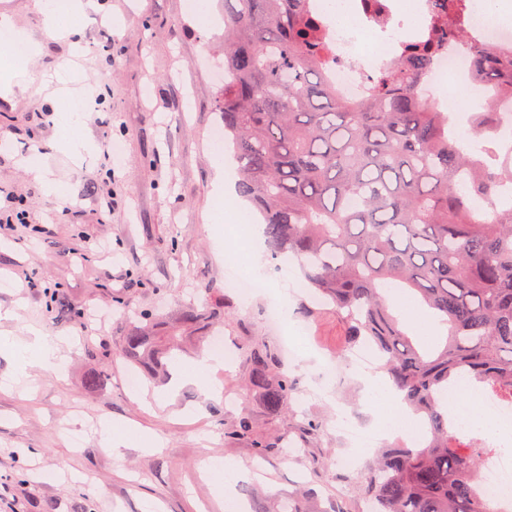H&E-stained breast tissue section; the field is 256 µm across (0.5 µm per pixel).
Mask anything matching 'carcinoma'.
I'll use <instances>...</instances> for the list:
<instances>
[{
	"mask_svg": "<svg viewBox=\"0 0 512 512\" xmlns=\"http://www.w3.org/2000/svg\"><path fill=\"white\" fill-rule=\"evenodd\" d=\"M458 0H430L434 14ZM434 51L408 48L349 102L327 78L330 41L310 0H224V142L238 188L264 219L271 258L296 260L308 291L301 313L327 309L348 326V344L372 346L430 438L386 448L358 491L375 512H490L479 472L494 452L448 432V388L475 379L512 401V206L494 202L512 180V143L496 170L448 134V113L418 92ZM473 81L512 94V56L471 49ZM498 102L474 115L493 142ZM395 293L418 297L446 328L422 351L393 315ZM214 309L186 310L163 332L128 326L120 354L157 378L181 348V328L202 331ZM247 384L267 413L288 408L294 381L277 350L247 358Z\"/></svg>",
	"mask_w": 512,
	"mask_h": 512,
	"instance_id": "1",
	"label": "carcinoma"
}]
</instances>
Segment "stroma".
Masks as SVG:
<instances>
[{
    "instance_id": "1",
    "label": "stroma",
    "mask_w": 512,
    "mask_h": 512,
    "mask_svg": "<svg viewBox=\"0 0 512 512\" xmlns=\"http://www.w3.org/2000/svg\"><path fill=\"white\" fill-rule=\"evenodd\" d=\"M104 15L79 18L78 43L50 36L40 0H0L40 43L22 85L0 92V209L26 210L29 223L0 225V336H24L34 325L71 344L60 374L37 372L12 392H0V512H221L213 484L202 475L206 457L237 463L235 487L242 502L273 501L308 493L319 512L342 503L362 512L356 483L375 454L366 449L349 479L335 460L345 448L336 434V409L362 418L378 444L413 445V438L380 434L384 417L369 397L365 377L346 368L330 381L333 399L304 402L269 416L247 389L245 362L256 344L282 347L297 339V352L282 365L297 387L320 378L325 358L343 346L345 329L332 314L303 317L302 291L291 292L287 330L270 321L282 280L299 282L298 270L281 274L264 267L266 284L251 299L224 285L228 257L241 250L225 225L208 217L218 201L217 172L209 130L222 120V88L210 76L224 62V0H211L202 24L190 0H102ZM72 58L80 84L95 90V106L82 129L96 149L74 162L55 148L57 110L45 81L60 58ZM40 153L65 189L45 196L23 162ZM117 199L105 209L106 194ZM219 308L224 345L235 354L211 381L212 399L196 384L164 396L163 385L143 379L126 387L129 372L117 349L128 309L150 312L169 326L189 306ZM103 371L104 384L90 389L88 374ZM248 414L263 440L230 439ZM130 423L155 432L159 452L137 446L122 457L99 442V420Z\"/></svg>"
}]
</instances>
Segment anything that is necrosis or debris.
Masks as SVG:
<instances>
[{
  "instance_id": "4bbe7bcc",
  "label": "necrosis or debris",
  "mask_w": 512,
  "mask_h": 512,
  "mask_svg": "<svg viewBox=\"0 0 512 512\" xmlns=\"http://www.w3.org/2000/svg\"><path fill=\"white\" fill-rule=\"evenodd\" d=\"M429 0H414V8L403 7L402 0H342L351 15V26L332 21L326 0H315L317 14L326 19L331 48L338 59L328 76L339 94L346 99L363 96L368 74L380 70L401 56L410 45L420 43L432 31L454 23L462 30L461 38L440 49L419 83L420 92L435 98L443 80L455 75L460 86L469 83V59L472 44L512 55V24L494 23L484 15L486 0H462L463 11L455 20L435 16L428 9ZM487 463L481 486L482 495L495 512L512 506V442H500Z\"/></svg>"
}]
</instances>
